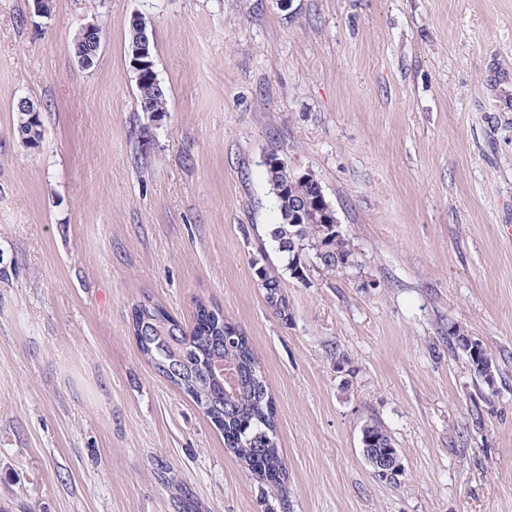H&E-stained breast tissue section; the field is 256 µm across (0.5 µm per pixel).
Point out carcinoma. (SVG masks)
I'll use <instances>...</instances> for the list:
<instances>
[{"label":"carcinoma","mask_w":512,"mask_h":512,"mask_svg":"<svg viewBox=\"0 0 512 512\" xmlns=\"http://www.w3.org/2000/svg\"><path fill=\"white\" fill-rule=\"evenodd\" d=\"M137 104L142 112H166L167 97L160 83L147 77L137 83ZM15 132L29 148L43 137L41 113L16 111ZM265 163L267 181L279 187L274 194L280 222L270 236L276 250L303 273L305 253H331V267L345 268L354 261L350 241L329 223V204L318 194L320 182L310 173L295 175L278 165L276 152ZM268 303L279 313L286 305L279 295L278 278L262 274ZM133 336L141 353L158 373L189 396L210 422L224 434V446L246 463L261 481H275L286 490V470L280 454L271 396L252 348L223 312L200 302L194 323L186 327L150 300L131 309ZM371 446L394 447L386 428L369 425Z\"/></svg>","instance_id":"obj_1"}]
</instances>
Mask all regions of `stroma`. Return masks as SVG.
Segmentation results:
<instances>
[{
    "label": "stroma",
    "instance_id": "35a3bbf8",
    "mask_svg": "<svg viewBox=\"0 0 512 512\" xmlns=\"http://www.w3.org/2000/svg\"><path fill=\"white\" fill-rule=\"evenodd\" d=\"M137 16L163 114L137 108ZM93 21L84 68L72 43ZM21 98L39 147L14 131ZM274 151L319 180L351 266L285 269ZM147 297L186 325L219 306L247 336L285 489L141 354ZM373 420L396 482L362 454ZM281 505L512 512V0H0V512ZM76 38L82 43V50L77 55V62L82 67H88L97 57L101 43V27L97 23H87L82 26ZM18 105L19 107H23L27 112L20 111L16 105L14 106V110L17 114L15 132L24 145L29 148H35L39 146L43 137L41 113L37 106L26 98L19 99Z\"/></svg>",
    "mask_w": 512,
    "mask_h": 512
}]
</instances>
